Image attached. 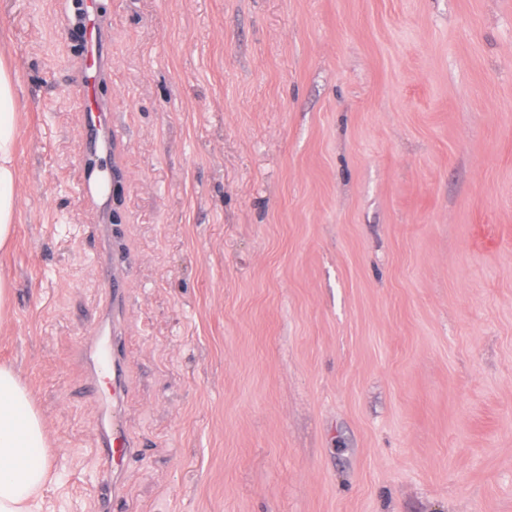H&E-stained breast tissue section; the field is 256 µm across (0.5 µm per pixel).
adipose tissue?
<instances>
[{
  "mask_svg": "<svg viewBox=\"0 0 512 512\" xmlns=\"http://www.w3.org/2000/svg\"><path fill=\"white\" fill-rule=\"evenodd\" d=\"M16 90L0 65V248L8 247L16 218ZM54 481L42 416L16 372L0 367V512H35Z\"/></svg>",
  "mask_w": 512,
  "mask_h": 512,
  "instance_id": "adipose-tissue-1",
  "label": "adipose tissue"
}]
</instances>
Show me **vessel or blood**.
<instances>
[{
    "label": "vessel or blood",
    "mask_w": 512,
    "mask_h": 512,
    "mask_svg": "<svg viewBox=\"0 0 512 512\" xmlns=\"http://www.w3.org/2000/svg\"><path fill=\"white\" fill-rule=\"evenodd\" d=\"M82 17L89 36L84 44L87 57H104L106 45L96 30V0H83ZM105 308L112 327L108 335L90 336L80 345L79 353L91 365V380L99 387L100 423L96 430L95 455L98 475L92 493L98 512H112V499L119 494V475L132 452L133 441L121 423L119 408L125 385L124 341L117 322L127 304V290L116 273L103 271Z\"/></svg>",
    "instance_id": "b4317fda"
}]
</instances>
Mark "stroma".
I'll list each match as a JSON object with an SVG mask.
<instances>
[{"instance_id": "1", "label": "stroma", "mask_w": 512, "mask_h": 512, "mask_svg": "<svg viewBox=\"0 0 512 512\" xmlns=\"http://www.w3.org/2000/svg\"><path fill=\"white\" fill-rule=\"evenodd\" d=\"M0 0L17 221L0 363L41 512H96L78 353L129 286L112 512H512V0ZM106 181L97 204L83 180ZM83 10L82 17L87 26L88 34L91 32L84 44V53L87 57L91 58L95 64L97 58L103 59L106 55V45L100 37H98L96 27V1L84 0L82 1Z\"/></svg>"}]
</instances>
